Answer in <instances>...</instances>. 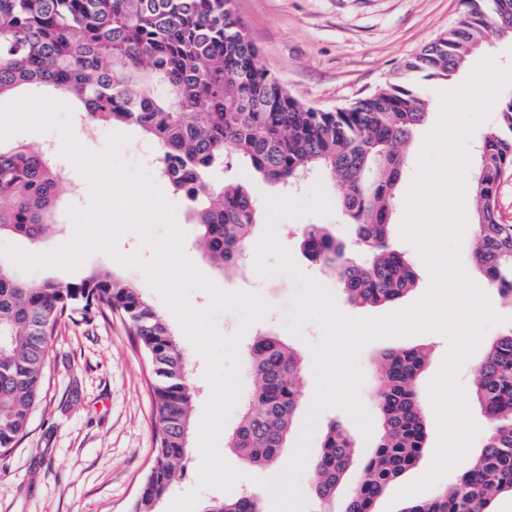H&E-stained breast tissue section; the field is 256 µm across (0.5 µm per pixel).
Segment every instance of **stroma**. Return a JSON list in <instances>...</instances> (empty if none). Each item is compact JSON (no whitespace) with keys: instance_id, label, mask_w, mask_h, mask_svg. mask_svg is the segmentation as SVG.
Returning <instances> with one entry per match:
<instances>
[{"instance_id":"35a3bbf8","label":"stroma","mask_w":512,"mask_h":512,"mask_svg":"<svg viewBox=\"0 0 512 512\" xmlns=\"http://www.w3.org/2000/svg\"><path fill=\"white\" fill-rule=\"evenodd\" d=\"M234 8L257 45L262 62L292 95L325 111L349 106L392 81L402 61L447 32L463 11L461 0H234ZM470 75V69L466 68L453 80L430 88L431 112L425 126L416 131L411 141L405 171L396 190L392 212L396 227L405 214L404 198L416 173L424 138L438 123L440 95L459 88ZM60 164L67 175L68 187L56 211L55 234L37 245L8 236L5 244L38 254L55 250L72 239L74 229L68 210L87 207L91 196L86 179L74 165L65 158ZM321 184L333 206L331 215L282 221L277 230L279 243L291 252L306 274L333 292L340 310L348 316L380 317L416 303L429 289L431 276L415 246L397 230L391 242L409 261L416 283L405 297L392 303L349 304L335 277L307 259L301 247V234L306 225L316 223L327 227L345 245L354 262L364 259L362 248L354 243L351 225L342 216L339 195L332 182L325 178ZM156 185L176 207V221L186 233L185 252L197 268L225 290L257 291L272 304L267 318L251 326L242 343L247 346L254 337L271 334L298 349L305 371L304 395L296 419L304 421L315 387L308 345L318 341L321 333L313 324L305 326L300 338L285 329L283 320L295 290L294 281L285 275L260 278L247 259L236 273L218 275L196 248V227L190 220L185 200L165 180H157ZM117 250L114 256L92 253L73 272L46 268L32 272L31 277L36 281L51 278L65 284L104 268L139 289L156 311L166 314V305L149 285L144 272L118 261L122 255L151 260L152 247L142 244L137 235L127 233L119 238ZM487 297L502 321L486 330L482 344L464 361L457 375L469 412L482 428L487 422L474 394L475 370L488 341L512 330V306L503 303L495 291H488ZM398 346H422L428 352L419 383L427 441L417 465L387 489L375 504V512H386L399 489L427 472L439 438L435 409L428 395L429 384L439 373L450 349L445 334L428 331L368 344L360 355L365 375L360 397L367 409H374V360L382 350ZM298 438V432L290 433L273 468L247 465L227 442H220L223 457L243 474L233 488L234 494L258 495L264 508H271V496L259 481L280 474ZM154 449V404L144 351L129 336L126 326L108 313H99L89 323L67 324L54 340L46 391L31 417L28 436L10 455L0 458V512H131L153 461ZM311 475L307 469L300 477L308 512H344L361 469L352 465L335 495L328 500L313 494Z\"/></svg>"}]
</instances>
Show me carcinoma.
<instances>
[{
    "instance_id": "1",
    "label": "carcinoma",
    "mask_w": 512,
    "mask_h": 512,
    "mask_svg": "<svg viewBox=\"0 0 512 512\" xmlns=\"http://www.w3.org/2000/svg\"><path fill=\"white\" fill-rule=\"evenodd\" d=\"M460 21L399 66V77L347 107L316 109L293 97L261 62L233 0H0V98L24 86L52 87L91 125L134 126L152 145L158 175L188 202L199 247L222 273L242 262L259 221L249 189L218 182L224 160L246 161L281 185L314 171L341 191L342 211L367 253L356 263L328 228L309 225V261L330 270L352 305L394 302L415 286L404 255L390 243L395 189L406 150L429 114L426 86L450 81L484 39L512 24V0H463ZM512 169V93L495 125L480 135L475 175L474 261L487 287L512 304V224L497 210L503 173ZM65 181L44 149L0 146V236L48 237ZM106 309L126 323L153 372L156 455L133 512H153L182 469L193 402L182 352L141 292L107 271L65 285L28 282L0 263V457L28 433L43 398L49 350L59 328L91 322ZM422 348L380 353L374 402L381 431L362 461L345 512H374L378 498L426 448L418 381ZM255 386L229 438L242 460L274 466L301 401L297 352L274 336L249 349ZM475 395L489 433L479 456L450 485L412 495L401 512H495L512 497V331L494 338L476 370ZM341 427L328 429L313 464L319 498L336 492L355 458ZM203 512H263L243 495L210 501Z\"/></svg>"
}]
</instances>
